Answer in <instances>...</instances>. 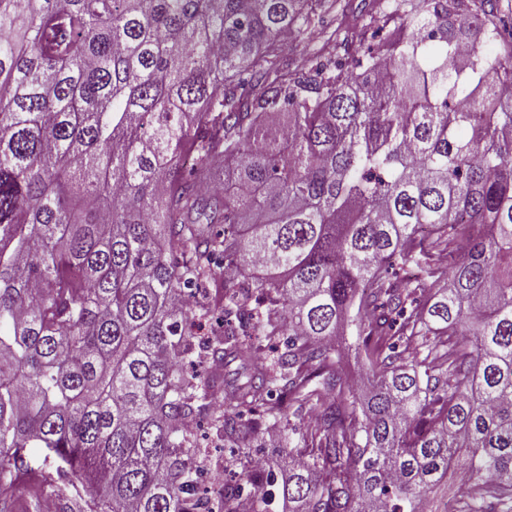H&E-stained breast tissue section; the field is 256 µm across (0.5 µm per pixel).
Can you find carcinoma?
<instances>
[{
  "label": "carcinoma",
  "instance_id": "carcinoma-1",
  "mask_svg": "<svg viewBox=\"0 0 512 512\" xmlns=\"http://www.w3.org/2000/svg\"><path fill=\"white\" fill-rule=\"evenodd\" d=\"M349 11L0 0V512L28 448L62 512H239L197 495L204 417L252 512H448L458 469L459 512H512L509 6ZM308 31L336 56L284 50ZM276 429L315 451L258 465Z\"/></svg>",
  "mask_w": 512,
  "mask_h": 512
}]
</instances>
